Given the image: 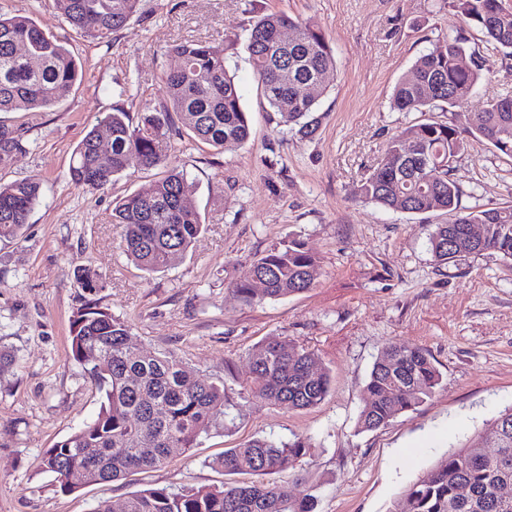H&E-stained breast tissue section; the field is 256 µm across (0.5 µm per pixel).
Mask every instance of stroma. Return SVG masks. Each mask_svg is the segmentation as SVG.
<instances>
[{
	"mask_svg": "<svg viewBox=\"0 0 512 512\" xmlns=\"http://www.w3.org/2000/svg\"><path fill=\"white\" fill-rule=\"evenodd\" d=\"M0 11L33 17L83 65L61 104L2 112L24 128L30 147L0 167V183L31 180L43 197L21 239L0 242V348L18 362L0 374V512H94L101 502L150 488L220 485L212 467L225 449L255 437L303 439L311 448L280 474L294 495L316 494L319 512H395L404 490L448 451L512 408V265L494 253L441 265L429 238L439 213L408 214L364 203L357 187L390 137L413 112L389 105L394 85L460 22L442 0H141L121 30L77 34L53 0H0ZM283 11L318 23L336 56L311 137L278 125L261 98L244 29L254 16ZM466 64L484 80L468 109L512 91V60L467 31ZM224 47L250 117L242 147L216 151L171 119V162L195 189L189 198L206 226L193 253L149 274L128 261L114 199L148 187L165 167L130 160L125 172L90 193L73 184L74 148L107 113L137 116L165 98L172 45ZM463 208L512 205V159L471 142L458 163ZM292 238L319 259L312 288L278 300L243 302L233 285L250 263ZM105 279L88 293L78 268ZM110 308L136 343L170 352L224 384L231 408L223 429L196 448L173 449L167 464L126 479L57 491L45 471L47 448L96 418L101 395L69 349V324L85 302ZM285 336L314 351L331 376L317 406L291 410L252 399L248 355ZM393 343L426 350L442 375L434 393L376 431H358L365 384Z\"/></svg>",
	"mask_w": 512,
	"mask_h": 512,
	"instance_id": "obj_1",
	"label": "stroma"
}]
</instances>
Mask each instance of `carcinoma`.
Instances as JSON below:
<instances>
[{"label":"carcinoma","instance_id":"cac0c4a2","mask_svg":"<svg viewBox=\"0 0 512 512\" xmlns=\"http://www.w3.org/2000/svg\"><path fill=\"white\" fill-rule=\"evenodd\" d=\"M57 11L79 34L104 38L126 26L140 0H54ZM463 27L482 33L512 57V0H446ZM288 31V39L282 38ZM466 39L437 40L415 63L410 78L394 88L391 107L424 118L392 137L377 165L365 174L359 197L386 209L408 213L441 212L429 242L442 265L493 252L512 261V205L467 210L456 163L467 149L457 116L459 89L472 90L481 68L456 63ZM23 46L25 53H17ZM247 50L262 95L279 122L303 133L315 130L314 113L327 93L323 76L336 68L323 29L274 11L251 21ZM176 69L164 83L168 101L146 108L137 120L120 110L100 119L74 149L72 182L97 191L121 175L131 156L146 168L168 163L170 113L198 140L224 151L243 146L251 128L234 76L225 66L224 47L200 41L172 46ZM82 77L81 65L32 17L0 12V112H35L64 101ZM307 93L298 92L301 86ZM448 113L437 120L430 113ZM470 137L512 158V92H506L466 118ZM107 138L112 157L101 160L97 144ZM27 150L26 131L0 123V166ZM194 183L172 167L148 188L113 201L112 223L123 228V251L148 273L161 272L182 259L204 231L198 211L187 204ZM39 184L20 180L0 184V241L18 239L39 205ZM470 224L482 226L474 240ZM319 274L316 256L305 242L291 239L250 264L234 290L249 304L280 299L311 288ZM266 288H254L255 280ZM88 292L104 287L90 267L77 272ZM72 358L102 393L95 419L46 449L42 463L57 487L70 493L90 483L118 481L165 465L169 450L185 451L198 439L224 427L229 403L224 384L197 375L171 353L151 352L132 341L128 322L107 307L86 304L73 312ZM251 395L290 410L319 404L331 387L318 356L288 337L264 341L250 353ZM441 375L422 348L394 343L384 348L370 371L369 398L357 418L360 431H375L397 414L432 395ZM310 453L303 441L250 439L212 461V466L242 480L200 488H153L121 501L100 503L96 512H317L313 495L297 498L288 486L256 483L255 475L294 470ZM77 473L81 480L71 481ZM512 409L499 415L462 447L440 458L431 472L402 495V512H512Z\"/></svg>","mask_w":512,"mask_h":512}]
</instances>
